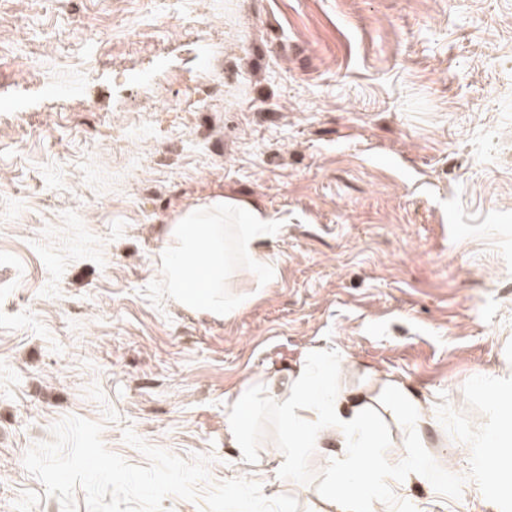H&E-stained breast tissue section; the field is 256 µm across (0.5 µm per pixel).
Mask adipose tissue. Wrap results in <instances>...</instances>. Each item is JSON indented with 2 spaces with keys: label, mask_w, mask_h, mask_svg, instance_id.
I'll return each instance as SVG.
<instances>
[{
  "label": "adipose tissue",
  "mask_w": 512,
  "mask_h": 512,
  "mask_svg": "<svg viewBox=\"0 0 512 512\" xmlns=\"http://www.w3.org/2000/svg\"><path fill=\"white\" fill-rule=\"evenodd\" d=\"M278 233L276 221L250 203L222 197L194 206L176 222L173 247L161 251L157 260L166 286L182 303L207 311L230 312V305H218L214 288L224 275V251L248 257L249 276L258 285L276 282L279 266L267 248ZM331 361L319 369L304 362L290 372L284 388L288 393L285 430L298 447L318 448L335 440L343 454L332 463L333 478L320 512H391L388 496L364 482L370 468V451L382 447V435L372 417L369 403L322 380L332 370ZM383 397L397 407L408 427L423 428L429 420L425 404L402 383L384 382ZM253 407L251 392H240L224 409V427L231 447L251 445L246 426Z\"/></svg>",
  "instance_id": "obj_1"
}]
</instances>
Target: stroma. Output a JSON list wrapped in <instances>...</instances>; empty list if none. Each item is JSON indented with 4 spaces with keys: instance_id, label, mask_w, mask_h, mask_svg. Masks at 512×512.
<instances>
[{
    "instance_id": "stroma-1",
    "label": "stroma",
    "mask_w": 512,
    "mask_h": 512,
    "mask_svg": "<svg viewBox=\"0 0 512 512\" xmlns=\"http://www.w3.org/2000/svg\"><path fill=\"white\" fill-rule=\"evenodd\" d=\"M217 196L283 226L274 284L226 259L221 318L154 264ZM319 355L430 411L379 417L374 473L444 464L393 512H512L482 492L512 457L483 438L512 415V0H0V512H62L23 459L67 416L133 465L128 429L208 457L167 512H319L341 450L295 449L266 390ZM245 389L252 455L300 466L228 445ZM383 397L390 406H395L403 416L407 426L414 430L423 428L429 421V410L402 383H383ZM253 396L251 391L240 392L231 403L224 407V427L227 442L232 448H241L246 464L258 471L266 470L271 460L268 458H255L251 456L246 448H253L250 438L246 432V426L253 407Z\"/></svg>"
}]
</instances>
